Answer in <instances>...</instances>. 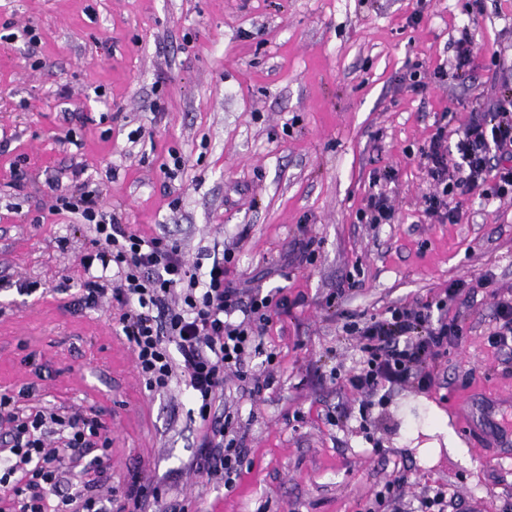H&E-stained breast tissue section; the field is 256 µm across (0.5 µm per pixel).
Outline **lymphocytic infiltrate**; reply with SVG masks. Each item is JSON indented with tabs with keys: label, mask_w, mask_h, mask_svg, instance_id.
Masks as SVG:
<instances>
[{
	"label": "lymphocytic infiltrate",
	"mask_w": 512,
	"mask_h": 512,
	"mask_svg": "<svg viewBox=\"0 0 512 512\" xmlns=\"http://www.w3.org/2000/svg\"><path fill=\"white\" fill-rule=\"evenodd\" d=\"M421 155L436 190L426 199V215L437 223H457L459 212L449 196L466 195L490 186L495 198L512 196V95L504 94L459 131L454 147L443 144L442 134L431 137ZM55 194L54 211L79 215L93 234V252L81 257L84 267L100 263L113 268L111 284L91 281L83 298L96 306L111 297L124 312L122 333L132 345L136 366L148 390L168 388L173 378L184 377L198 405L205 430L193 471L208 481L231 484L243 465L246 450L235 419H217V393L231 374L257 395L270 386L246 368V356L271 315L284 299L254 292L244 294L229 274L232 252L214 258L204 275L188 265L179 246L160 237L144 238L125 230L115 215L104 212L99 189L71 190L59 180L47 183ZM364 355L359 372L350 375V388L373 396L385 385L410 381L430 386L433 372L448 348L462 338L456 321L434 319L433 305L415 302L390 308L387 316L352 323ZM174 342L180 354L166 350ZM101 423L77 414L53 410L18 415L12 396L0 395V484L12 483L19 502L17 512H45L48 497L60 499V512H140L145 503L160 502V487L132 478L123 499L107 508L93 494L64 496L68 464L83 448L107 450L108 437Z\"/></svg>",
	"instance_id": "lymphocytic-infiltrate-1"
}]
</instances>
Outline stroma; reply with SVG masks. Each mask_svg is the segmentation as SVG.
I'll list each match as a JSON object with an SVG mask.
<instances>
[{
	"mask_svg": "<svg viewBox=\"0 0 512 512\" xmlns=\"http://www.w3.org/2000/svg\"><path fill=\"white\" fill-rule=\"evenodd\" d=\"M466 30L482 53L461 76ZM510 85L512 0L478 12L468 0H0V394L97 418L112 441L63 493L137 475L192 512H371L404 470L402 512L439 488L447 512L472 495L512 512V460L485 417L512 397V353L487 342L495 298L512 299V198L474 194L458 223H431L419 157ZM385 168L395 220L370 224L364 199ZM54 177L103 189L127 231L166 236L189 263L233 251L238 287L287 299L248 360L269 389L253 397L230 377L215 403L245 433L232 486L191 470V391L146 388L117 304L73 309L91 244L52 211ZM351 278L358 288L337 295ZM458 280L468 289L449 296ZM440 300L464 336L431 386H387L363 405L344 380L362 356L349 324Z\"/></svg>",
	"mask_w": 512,
	"mask_h": 512,
	"instance_id": "obj_1",
	"label": "stroma"
}]
</instances>
